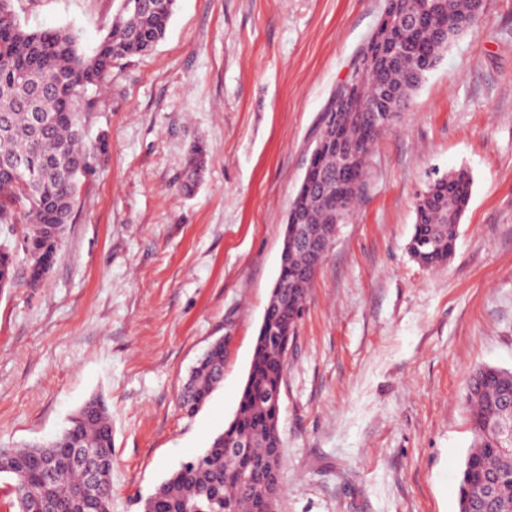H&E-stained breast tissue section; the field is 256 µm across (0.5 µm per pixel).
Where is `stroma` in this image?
I'll return each mask as SVG.
<instances>
[{
    "mask_svg": "<svg viewBox=\"0 0 512 512\" xmlns=\"http://www.w3.org/2000/svg\"><path fill=\"white\" fill-rule=\"evenodd\" d=\"M27 29L92 52L118 0H13ZM386 0H176L165 37L90 91L82 176L38 288L0 293V448L52 439L88 398L112 413V512L142 502L234 416L322 115ZM197 141L193 196L178 182ZM472 179L447 265L411 258L419 197ZM362 200L288 347L277 512H457L470 371L512 370V0H485L380 134ZM224 339L194 416L181 387Z\"/></svg>",
    "mask_w": 512,
    "mask_h": 512,
    "instance_id": "1",
    "label": "stroma"
}]
</instances>
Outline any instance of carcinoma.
<instances>
[{"label": "carcinoma", "mask_w": 512, "mask_h": 512, "mask_svg": "<svg viewBox=\"0 0 512 512\" xmlns=\"http://www.w3.org/2000/svg\"><path fill=\"white\" fill-rule=\"evenodd\" d=\"M117 13L108 34L87 54L70 28L31 31L24 28L12 0H0V281L11 286L17 261L28 264V286L36 288L53 263L60 244H49L46 224H66L78 189V176L92 169L91 153L83 143L80 104L90 87L103 84L112 67L123 59L149 53L164 38L175 0H159L151 8H134V0H118ZM414 9L439 10L430 24L418 28L408 41L405 65H383L361 88L368 97L388 91L389 110L403 111L421 86L430 58L441 54V41L450 40L476 26L480 17L471 12L470 0H388L387 12ZM348 93L340 83L323 115L324 126L334 127L336 110ZM349 136L362 141L359 168L379 134L347 121L339 124ZM23 157L28 171L17 174L4 165ZM56 163H51V160ZM207 164L205 145L197 142L186 159L179 190L194 193ZM336 167V157L321 154L307 168L288 213V234H298L308 224H331L328 204L317 194L316 183ZM472 179L464 170L448 172L447 182H433L416 204L414 233L409 251L417 262L437 267L455 251L458 225L451 213L465 211ZM364 191L341 190L337 204L349 217L353 203ZM27 225L20 246L11 244L17 220ZM310 259L299 251L286 255L272 289L266 312L273 330L259 331L238 410L209 448L195 457V464L171 474L145 502L152 512H263L261 496L266 475L255 471L250 481L240 480L249 463L224 455V441L246 440L253 457L283 460L280 409L261 395L283 385L286 364L283 350L274 340L294 338L303 300L313 281L304 277ZM224 373V345L212 344L188 377L180 405L191 414L208 399ZM512 390V370L478 365L470 373L466 402L470 407L471 444L458 483V512H512V459L495 451L497 439L487 425L502 412L500 397ZM69 448H85L98 459L102 476L112 482V414L99 397L88 399L69 419L68 427L54 439L13 451V465L6 472L17 512H36L35 500H49L55 512H89L79 494L83 471L65 466L55 479L41 480V460L63 454ZM484 468L501 475L496 496L485 497L472 470L474 457Z\"/></svg>", "instance_id": "cac0c4a2"}]
</instances>
